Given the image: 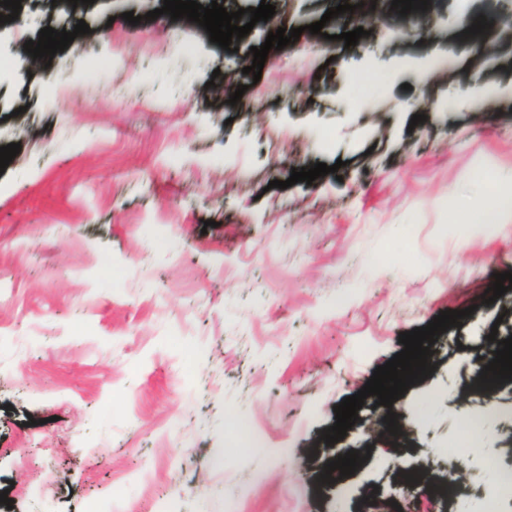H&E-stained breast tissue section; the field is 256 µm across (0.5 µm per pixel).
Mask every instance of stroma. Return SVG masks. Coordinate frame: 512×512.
<instances>
[{"label": "stroma", "instance_id": "35a3bbf8", "mask_svg": "<svg viewBox=\"0 0 512 512\" xmlns=\"http://www.w3.org/2000/svg\"><path fill=\"white\" fill-rule=\"evenodd\" d=\"M269 2L302 33L257 80L268 27L230 56L187 19L147 20L161 0H24L0 23V147L21 146L0 174V512H362L370 490L429 512L406 467L458 463L469 488L449 512H487L512 464V387L463 386L491 330L512 331V288L487 292L512 273V223L477 219L512 174V0H431V20L352 47L339 24L306 30L329 0ZM486 14L499 27L468 42ZM81 20L50 66H21L41 29ZM215 76L245 86L236 105ZM465 308L392 404L407 446L387 442L372 395L325 444L400 333ZM488 409L471 445L462 428Z\"/></svg>", "mask_w": 512, "mask_h": 512}]
</instances>
